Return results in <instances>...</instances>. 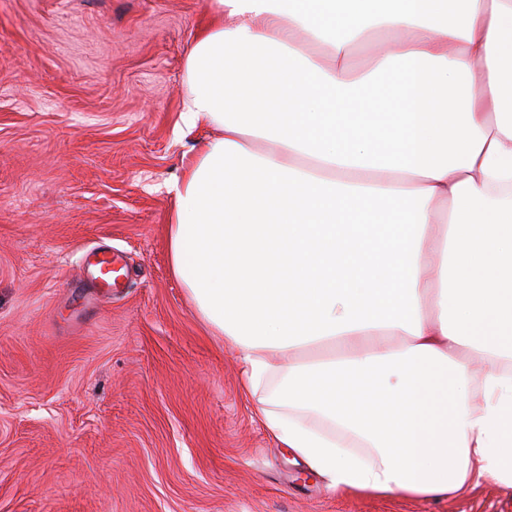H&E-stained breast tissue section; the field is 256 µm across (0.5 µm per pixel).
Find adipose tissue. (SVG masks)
I'll list each match as a JSON object with an SVG mask.
<instances>
[{"instance_id": "obj_1", "label": "adipose tissue", "mask_w": 512, "mask_h": 512, "mask_svg": "<svg viewBox=\"0 0 512 512\" xmlns=\"http://www.w3.org/2000/svg\"><path fill=\"white\" fill-rule=\"evenodd\" d=\"M213 10L170 271L268 430L341 493L512 484V0Z\"/></svg>"}]
</instances>
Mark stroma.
I'll list each match as a JSON object with an SVG mask.
<instances>
[{
	"mask_svg": "<svg viewBox=\"0 0 512 512\" xmlns=\"http://www.w3.org/2000/svg\"><path fill=\"white\" fill-rule=\"evenodd\" d=\"M212 0H0V512H512L333 490L274 440L169 267ZM107 246L125 287L91 288Z\"/></svg>",
	"mask_w": 512,
	"mask_h": 512,
	"instance_id": "1",
	"label": "stroma"
}]
</instances>
